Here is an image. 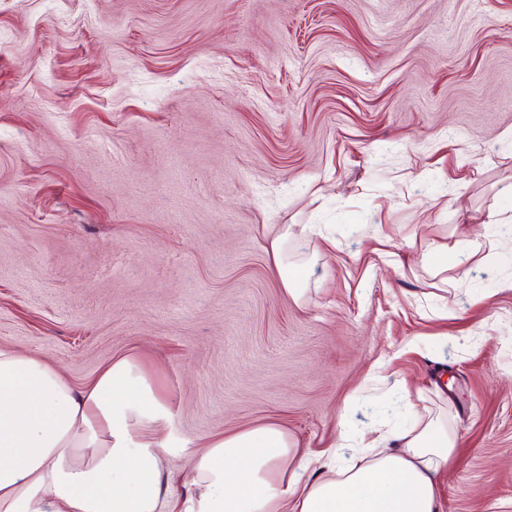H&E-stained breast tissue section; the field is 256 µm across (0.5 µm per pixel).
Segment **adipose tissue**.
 Segmentation results:
<instances>
[{
    "mask_svg": "<svg viewBox=\"0 0 512 512\" xmlns=\"http://www.w3.org/2000/svg\"><path fill=\"white\" fill-rule=\"evenodd\" d=\"M170 415L135 356L78 387L0 347V512H443L447 418L376 435L347 466L345 446L315 459L268 422L211 436L180 475L156 436Z\"/></svg>",
    "mask_w": 512,
    "mask_h": 512,
    "instance_id": "adipose-tissue-1",
    "label": "adipose tissue"
}]
</instances>
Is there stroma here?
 Segmentation results:
<instances>
[{"instance_id":"obj_1","label":"stroma","mask_w":512,"mask_h":512,"mask_svg":"<svg viewBox=\"0 0 512 512\" xmlns=\"http://www.w3.org/2000/svg\"><path fill=\"white\" fill-rule=\"evenodd\" d=\"M491 213L512 0H0V347L78 385L138 357L174 470L271 419L320 452L444 412L443 512H512ZM288 244V225H283L280 232L270 241V251L273 257L274 265L277 273L284 285L287 293L295 298L302 296L304 288L298 286V272L296 269L288 266V258L285 253Z\"/></svg>"}]
</instances>
